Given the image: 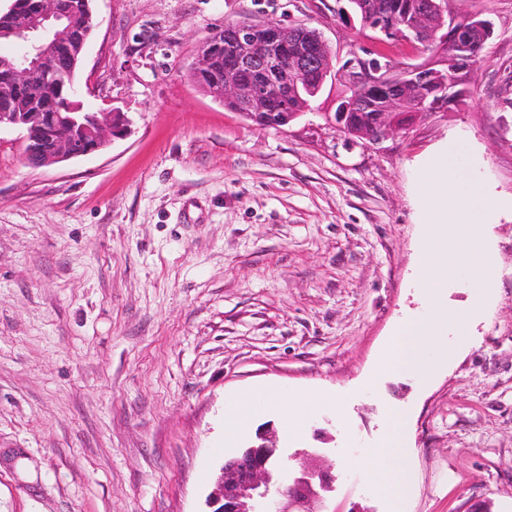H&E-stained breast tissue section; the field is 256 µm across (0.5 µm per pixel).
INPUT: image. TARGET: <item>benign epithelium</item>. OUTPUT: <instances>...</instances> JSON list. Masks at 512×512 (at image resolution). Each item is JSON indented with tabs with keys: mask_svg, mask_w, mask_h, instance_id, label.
<instances>
[{
	"mask_svg": "<svg viewBox=\"0 0 512 512\" xmlns=\"http://www.w3.org/2000/svg\"><path fill=\"white\" fill-rule=\"evenodd\" d=\"M92 0H74L67 10L55 0H35L28 11L10 0L0 11V39H24L27 57L9 64L10 76L0 83V126L24 132V157L28 165L40 168L103 151L115 138L124 136L128 118L121 112H18L15 105L31 86L48 92L57 73L56 52L78 46L72 67L81 65L88 36L95 27ZM446 0L420 3L398 0L389 19L377 22L372 30L382 44L408 46L418 52L423 34L434 18H444ZM257 24L238 28L228 50L224 68H209L217 44L208 39L199 47L194 69L209 77L206 94L222 101H235L250 118L281 129L302 116L292 106L285 112L273 106L292 99L299 81L320 92L328 75L344 86L336 101V111L324 112L325 124L350 140L374 148L396 131L407 130L417 116L434 113L463 95L462 85L473 66L474 33L486 41L493 35L490 23L477 16L448 21L445 45L449 52L430 63L402 72L389 82L382 71L392 73V61L378 54L373 65L360 54L346 60L334 72L327 71L324 59L331 51L319 32L307 27L276 24L264 36L256 34ZM452 77H443L439 66ZM408 87L413 94L410 111L396 107L395 93ZM336 476L315 463L284 472L272 437L263 435L259 443L226 462L209 495L210 512H310L309 504L332 491Z\"/></svg>",
	"mask_w": 512,
	"mask_h": 512,
	"instance_id": "obj_1",
	"label": "benign epithelium"
}]
</instances>
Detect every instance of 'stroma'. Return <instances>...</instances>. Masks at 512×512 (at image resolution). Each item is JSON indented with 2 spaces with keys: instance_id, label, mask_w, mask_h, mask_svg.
<instances>
[{
  "instance_id": "obj_1",
  "label": "stroma",
  "mask_w": 512,
  "mask_h": 512,
  "mask_svg": "<svg viewBox=\"0 0 512 512\" xmlns=\"http://www.w3.org/2000/svg\"><path fill=\"white\" fill-rule=\"evenodd\" d=\"M448 7L494 27L464 95L372 150L325 126L334 80L276 130L188 78L228 22L315 29L336 61L373 48L336 0H94L80 100L130 134L32 168L0 129V512H207L224 404L258 388L346 395L300 434L268 410L237 443L271 432L290 469L316 451L337 475L325 512H390L340 459L377 446L391 406L415 448L404 512H512L511 210L488 227L497 288L462 349L427 386L362 390L418 306L417 163L465 140L512 201V0Z\"/></svg>"
}]
</instances>
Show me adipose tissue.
Listing matches in <instances>:
<instances>
[{
	"label": "adipose tissue",
	"mask_w": 512,
	"mask_h": 512,
	"mask_svg": "<svg viewBox=\"0 0 512 512\" xmlns=\"http://www.w3.org/2000/svg\"><path fill=\"white\" fill-rule=\"evenodd\" d=\"M322 406L339 409L343 401L334 394L315 392L287 398L265 389L244 393L228 402L224 408V444L232 446L238 436L248 429L252 418L267 409H276L289 430L300 431L306 425V414ZM411 455L407 417L399 409H390L382 440L362 462L368 482L387 500L398 501L406 489Z\"/></svg>",
	"instance_id": "adipose-tissue-1"
}]
</instances>
